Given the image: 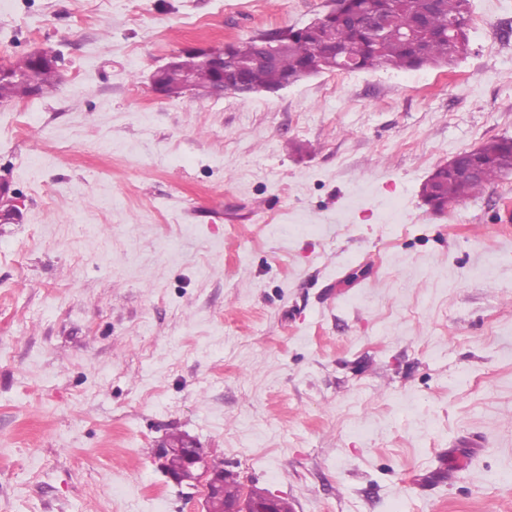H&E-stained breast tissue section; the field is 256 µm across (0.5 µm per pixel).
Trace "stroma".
<instances>
[{
    "mask_svg": "<svg viewBox=\"0 0 512 512\" xmlns=\"http://www.w3.org/2000/svg\"><path fill=\"white\" fill-rule=\"evenodd\" d=\"M325 3L0 0V63L60 56L0 102V512H204L173 432L292 512H512V175L419 196L512 137V0L450 67L152 90ZM201 58V60H200ZM210 68L217 70L220 73L221 80L217 91V95L234 94L241 97L251 95V90L244 84L235 83L225 73L224 68V45L214 46L200 51V57L197 53L186 52L184 56H180L176 65L167 70L163 74V79L168 87H177L184 76L190 77L191 83L189 90L191 94L196 97H210L214 95L215 89V75L214 72L202 65V63ZM155 77L153 76V85L155 90L166 97L175 96L180 92L188 90V82L186 81L178 90L165 89L154 83ZM468 152L460 153L467 157ZM480 167L476 179L463 177L459 172L448 168V162L438 166L421 186L420 195L435 211H442L449 203L462 200L483 190L512 167V138L501 137L482 144L469 154ZM466 161L460 170L468 176H477L478 166ZM179 451H181L183 457L177 453H172L173 449L168 447L165 443L160 444L159 448H157V457L162 463H164L165 457L172 453L164 463L165 468L171 472H176L171 473L166 471L169 478L176 484H181L191 479H199L200 476L195 477L194 471L197 469L198 465L204 462L203 449L199 448L197 443L189 438L185 447L181 448Z\"/></svg>",
    "mask_w": 512,
    "mask_h": 512,
    "instance_id": "35a3bbf8",
    "label": "stroma"
}]
</instances>
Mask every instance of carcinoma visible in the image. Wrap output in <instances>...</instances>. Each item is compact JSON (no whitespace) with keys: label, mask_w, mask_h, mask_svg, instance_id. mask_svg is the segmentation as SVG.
Wrapping results in <instances>:
<instances>
[{"label":"carcinoma","mask_w":512,"mask_h":512,"mask_svg":"<svg viewBox=\"0 0 512 512\" xmlns=\"http://www.w3.org/2000/svg\"><path fill=\"white\" fill-rule=\"evenodd\" d=\"M373 11H386L390 22L378 38H373L366 25L350 26L345 17H363ZM424 21L428 35L411 45L404 33ZM472 24L470 0H437L429 8L421 0H342V14H323L314 28L288 29L285 48L272 65L252 61L256 38L230 43L234 61L246 63L243 72L247 82L259 90L277 88L285 81L301 80V71L311 65L314 70L366 71L381 65L412 70L425 65H449L467 49ZM36 74L38 88L45 91L57 79L56 66H36L27 55L6 65L0 76V100L21 99L35 95L28 81ZM190 77L189 90L196 97L214 95V72L202 65L192 52L178 58L176 65L163 74L168 87L178 86ZM480 167V176L471 179L443 164L434 169L421 186L420 195L435 211L483 190L512 167V138L501 137L482 144L470 153ZM224 502H247L239 475L228 469L221 471Z\"/></svg>","instance_id":"carcinoma-1"}]
</instances>
